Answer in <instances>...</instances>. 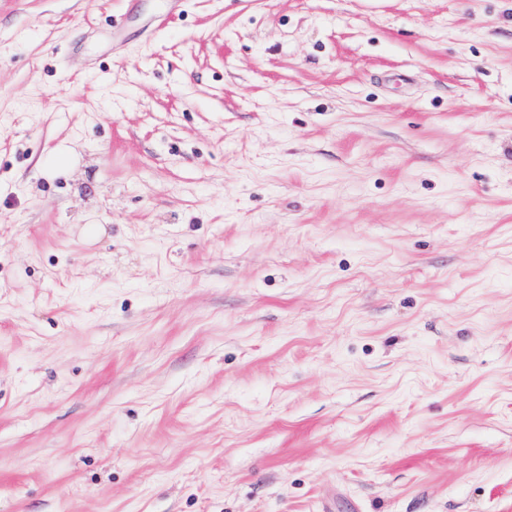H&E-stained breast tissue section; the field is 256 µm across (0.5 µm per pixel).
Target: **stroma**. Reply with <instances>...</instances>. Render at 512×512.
Wrapping results in <instances>:
<instances>
[{
	"label": "stroma",
	"mask_w": 512,
	"mask_h": 512,
	"mask_svg": "<svg viewBox=\"0 0 512 512\" xmlns=\"http://www.w3.org/2000/svg\"><path fill=\"white\" fill-rule=\"evenodd\" d=\"M0 512H512V0H0Z\"/></svg>",
	"instance_id": "1"
}]
</instances>
